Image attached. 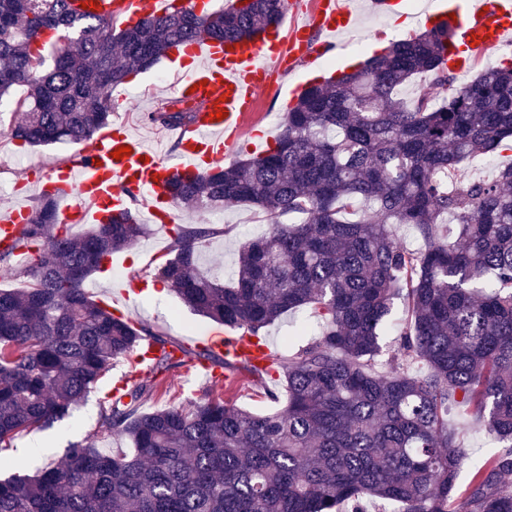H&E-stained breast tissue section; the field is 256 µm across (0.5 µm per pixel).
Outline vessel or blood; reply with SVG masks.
Here are the masks:
<instances>
[{"instance_id": "obj_1", "label": "vessel or blood", "mask_w": 512, "mask_h": 512, "mask_svg": "<svg viewBox=\"0 0 512 512\" xmlns=\"http://www.w3.org/2000/svg\"><path fill=\"white\" fill-rule=\"evenodd\" d=\"M176 3L194 10L202 7L201 0H123V7L135 22L165 14ZM285 11L293 18L288 34L275 31L259 41L222 44L203 39L186 44L185 52L199 60L201 69L179 78L178 92L183 95L196 88L208 97L210 110L196 125L181 131L180 161H165L123 128L98 132L85 141L78 160L57 173L51 184L52 194L79 199L78 204L61 210V223H100L121 208L133 191L144 193L153 221L176 222L168 182L176 176L198 174L229 156L245 133L246 112L272 88L276 77L312 62L320 51L318 35L334 37L354 25L353 12L344 0H317L312 8L305 0H287ZM420 11L427 21H448L459 31L461 43L450 46L447 55L449 66L458 73L467 71L471 59L512 40V0H449L442 8L437 0H426ZM122 146L130 147V155L113 159V152ZM27 215L23 208L0 213V248L23 252ZM196 345L235 362L245 358L256 362L270 352L267 344L255 345L248 337L223 330L197 337Z\"/></svg>"}]
</instances>
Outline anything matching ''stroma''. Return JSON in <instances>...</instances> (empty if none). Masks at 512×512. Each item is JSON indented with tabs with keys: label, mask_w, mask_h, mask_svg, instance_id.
Returning <instances> with one entry per match:
<instances>
[{
	"label": "stroma",
	"mask_w": 512,
	"mask_h": 512,
	"mask_svg": "<svg viewBox=\"0 0 512 512\" xmlns=\"http://www.w3.org/2000/svg\"><path fill=\"white\" fill-rule=\"evenodd\" d=\"M349 3L360 16L357 30L351 31L340 42L329 43L315 64L299 66L293 74L278 79L276 86L260 97L259 111L249 113L246 120L249 134L261 131L278 135L282 118L293 104L295 95L314 74L324 77L333 75L349 58L364 57L370 45L403 39L413 32L412 27L395 23L393 14H382L371 9L370 0H349ZM179 76V70L165 59L155 70L139 74L112 91L116 104L112 114L113 124H126L131 133L148 146L161 148L164 156L170 160L176 159L181 147L175 140H162L157 126L149 121L148 115L162 102L175 98V83ZM13 108L12 100L0 102V211L17 204L35 206L41 198L39 181L74 164L80 150L76 144L30 148L22 145L21 141L9 138ZM249 134L235 149L233 160L250 157ZM177 213L178 221L182 224L202 221L210 224L214 219H221L224 232L213 239L201 260L203 267L221 277H231L237 250L245 238L265 228L263 215L244 204L225 208L217 216H199L182 207L178 208ZM169 240V235L156 225H148L147 234L139 244L115 252L111 268L88 279L87 290L93 296L105 299L110 291L128 287L130 282L152 283L156 256L166 248ZM129 306L130 315L135 321L181 341L189 348L194 347L197 336L214 326L212 320L191 311L169 290L162 297L151 300L143 299L139 294L133 295ZM228 377L232 386L225 396L233 404L256 413L275 411L276 405L269 394L282 392V385L257 381L238 371L229 372ZM167 380L172 384L170 393L147 401L145 410L199 400L207 387L206 382L193 378L186 364L171 369ZM111 386V377H104L97 390L69 417L57 422L53 428L30 431L17 438L5 451L6 457L14 460L16 471L31 475L48 463L61 462L68 446L76 442L90 443L107 452L124 448V441L95 436L100 416L99 399ZM448 422L457 429L467 454L466 469L458 480L459 485L465 486L469 483L471 469L482 466L500 454L502 448L484 426L471 422L458 411L449 412Z\"/></svg>",
	"instance_id": "1"
}]
</instances>
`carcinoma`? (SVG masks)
Returning a JSON list of instances; mask_svg holds the SVG:
<instances>
[{
  "mask_svg": "<svg viewBox=\"0 0 512 512\" xmlns=\"http://www.w3.org/2000/svg\"><path fill=\"white\" fill-rule=\"evenodd\" d=\"M82 0H0V101L19 88L13 138L33 147L79 143L112 117V89L194 39L252 40L283 0L239 11L174 8L136 25ZM448 25L392 43L351 71L309 84L264 152L217 172L179 177L173 200L204 212L237 204L265 213L241 244L234 277L199 267L222 233L176 224L154 279L192 311L251 337L289 311L309 316L251 378L284 377L286 403L260 415L205 390L183 406L142 411L169 392L176 353L227 362L117 316L86 290L112 253L146 234L131 209L84 232L61 231L44 197L24 231L26 265L0 250L25 287L0 289V447L65 419L143 342L150 375L108 391L96 437L129 453L69 446L64 461L0 479V512H512V161L490 179L449 175L463 162L512 151V66L461 88L448 74ZM424 74L413 107L400 91ZM448 88L436 102L433 90ZM206 102L168 101L162 127L198 122ZM413 227L410 249L389 232ZM403 296L407 322L383 354L380 330ZM426 370L416 372L412 365ZM460 410L506 451L458 478L466 453L448 427Z\"/></svg>",
  "mask_w": 512,
  "mask_h": 512,
  "instance_id": "1",
  "label": "carcinoma"
}]
</instances>
